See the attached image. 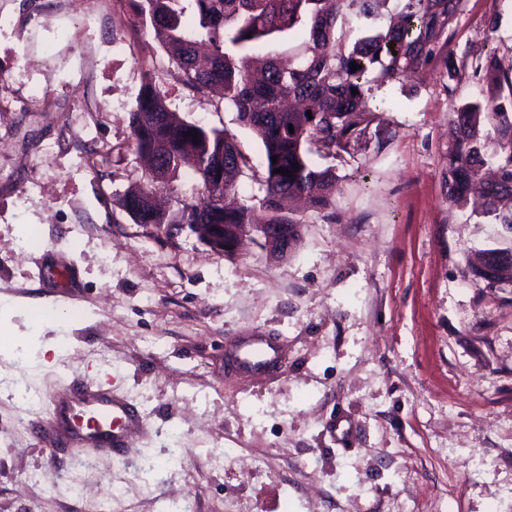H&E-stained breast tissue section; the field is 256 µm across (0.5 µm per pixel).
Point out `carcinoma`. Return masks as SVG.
<instances>
[{"label": "carcinoma", "mask_w": 512, "mask_h": 512, "mask_svg": "<svg viewBox=\"0 0 512 512\" xmlns=\"http://www.w3.org/2000/svg\"><path fill=\"white\" fill-rule=\"evenodd\" d=\"M388 0H129L137 25L149 30L164 49L184 84L203 92L219 88V104L236 113V122L252 131L264 148L263 196L257 205L236 201L238 180L252 169L226 129L206 128L172 111L154 78L145 76L132 107L136 152H156L159 161L147 184L125 194L126 213H148L143 224H186L202 243L198 224L224 225L222 254L231 257L243 225L253 212L264 223L286 224L298 240L300 221L290 203L306 197L328 209L338 191L334 168L317 167L310 155L336 158L368 146L373 113L366 107L369 84H391L408 74H423L449 44L448 31L462 13L463 0H400L398 20L373 34L349 41L336 31L342 18L370 25ZM299 37L295 61L274 57L254 70L250 49L261 40ZM471 67L484 73L494 93L456 108L454 142L448 155V200L461 203L472 193L485 201L483 214L512 234V61L491 48L466 53ZM361 68L352 70V63ZM312 116H307V113ZM294 132H289V129ZM500 138L496 178L485 179L484 152L489 131ZM278 157L272 162V157ZM298 167H293L292 163ZM189 164L204 198L177 196L174 208L158 214L150 205L157 183L175 177ZM286 168L289 177L275 170Z\"/></svg>", "instance_id": "cac0c4a2"}]
</instances>
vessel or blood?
<instances>
[{
  "mask_svg": "<svg viewBox=\"0 0 512 512\" xmlns=\"http://www.w3.org/2000/svg\"><path fill=\"white\" fill-rule=\"evenodd\" d=\"M231 357L240 372L259 374L278 362L279 351L268 337L242 336ZM53 404L55 413L45 433L63 436L79 454L90 449L123 451L145 428L128 399L99 385L72 384L66 395L54 396Z\"/></svg>",
  "mask_w": 512,
  "mask_h": 512,
  "instance_id": "obj_1",
  "label": "vessel or blood"
}]
</instances>
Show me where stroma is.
Returning <instances> with one entry per match:
<instances>
[{"mask_svg": "<svg viewBox=\"0 0 512 512\" xmlns=\"http://www.w3.org/2000/svg\"><path fill=\"white\" fill-rule=\"evenodd\" d=\"M131 15L126 0H0V512H512V288L468 265L512 234L444 182L453 112L486 96L483 74L461 69L448 93L440 56L373 89L385 143L335 160V202L296 211V250L249 240L227 258L117 204L146 181L131 109L149 68L171 110L234 134L255 170L239 201L264 171L261 142L183 86ZM450 33L455 57L512 59V0H464ZM61 264L71 287L39 279ZM257 334L281 362L231 374V341ZM73 381L144 410L132 458L77 472L14 394Z\"/></svg>", "mask_w": 512, "mask_h": 512, "instance_id": "obj_1", "label": "stroma"}]
</instances>
